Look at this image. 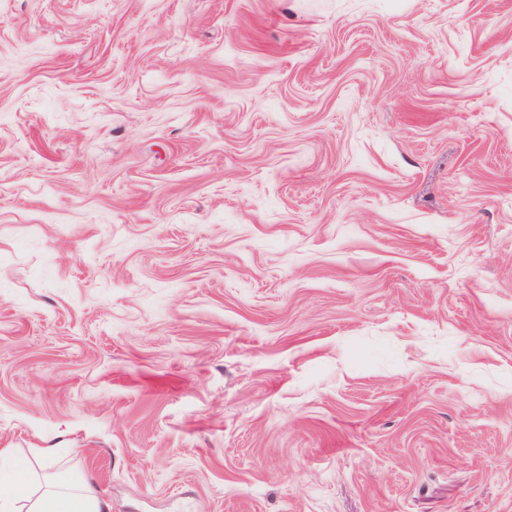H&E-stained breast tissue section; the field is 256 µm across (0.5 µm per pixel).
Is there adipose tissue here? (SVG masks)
Returning a JSON list of instances; mask_svg holds the SVG:
<instances>
[{
    "instance_id": "obj_1",
    "label": "adipose tissue",
    "mask_w": 512,
    "mask_h": 512,
    "mask_svg": "<svg viewBox=\"0 0 512 512\" xmlns=\"http://www.w3.org/2000/svg\"><path fill=\"white\" fill-rule=\"evenodd\" d=\"M92 484L82 476L60 477L56 451L40 448L22 479L0 483V512H100Z\"/></svg>"
}]
</instances>
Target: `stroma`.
<instances>
[{"label": "stroma", "instance_id": "obj_1", "mask_svg": "<svg viewBox=\"0 0 512 512\" xmlns=\"http://www.w3.org/2000/svg\"><path fill=\"white\" fill-rule=\"evenodd\" d=\"M0 448L512 512V0H0Z\"/></svg>", "mask_w": 512, "mask_h": 512}]
</instances>
